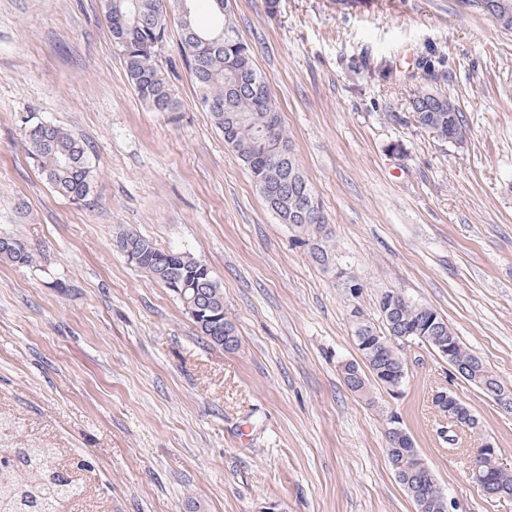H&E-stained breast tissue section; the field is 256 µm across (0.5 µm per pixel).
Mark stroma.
Wrapping results in <instances>:
<instances>
[{
    "label": "stroma",
    "mask_w": 512,
    "mask_h": 512,
    "mask_svg": "<svg viewBox=\"0 0 512 512\" xmlns=\"http://www.w3.org/2000/svg\"><path fill=\"white\" fill-rule=\"evenodd\" d=\"M296 158L328 220L349 297L265 206L202 106L167 15L157 63L178 109L139 99L103 0H0V448H46L77 474L67 512H416L388 462L397 416L458 512H512L468 475L471 449L512 460V410L432 350L403 348L400 393H351L350 304L378 322L393 290L444 316L512 388V33L468 0H234ZM428 60L430 70L418 69ZM389 76L374 73L379 62ZM466 140L419 128L422 84ZM84 142L91 203L60 196L26 151L30 119ZM133 231L202 259L235 350L114 241ZM447 391L479 420L450 426ZM455 432L456 444L446 435ZM0 259L13 263L28 265L32 262V255L28 246L20 239L0 236Z\"/></svg>",
    "instance_id": "1"
}]
</instances>
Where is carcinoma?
I'll return each instance as SVG.
<instances>
[{
    "instance_id": "cac0c4a2",
    "label": "carcinoma",
    "mask_w": 512,
    "mask_h": 512,
    "mask_svg": "<svg viewBox=\"0 0 512 512\" xmlns=\"http://www.w3.org/2000/svg\"><path fill=\"white\" fill-rule=\"evenodd\" d=\"M106 16L138 96L155 112L176 111L174 90L156 62L166 36L163 0H106ZM180 25L182 55L200 100L224 133V141L249 168L256 188L278 221L310 243L311 260L327 270L336 268L335 246L326 224L315 217L319 205L284 133L268 79L255 68L253 49L240 38L231 14L216 10L211 23L200 27L191 8L188 14L180 15ZM411 112L421 128L443 141L464 129L459 108H448V98L426 86L412 98ZM24 139L29 155L58 194L76 202L90 201L91 167L79 139L42 121L25 126ZM116 247L131 264L172 292L185 290L181 301L193 310L191 318L203 336L216 345L233 348L236 338L231 321L224 317V293L206 264L185 253L165 252L133 232L117 237ZM0 259L27 265L32 255L21 240L0 236ZM378 308L384 329L363 316L353 322L362 358L350 363V375L344 378L350 391H358L371 377L379 382L396 379L406 369L400 346L388 340L398 329L421 345L426 341L418 338L420 334L451 338V362L456 372L479 388H501L437 311L402 294L393 297L388 291L379 296ZM416 454L414 447L388 445L391 465L406 463ZM408 475L418 490L414 497L417 512H440L438 501L444 491L436 479L411 470ZM482 481L493 489L512 491V472L499 470L494 459L485 460ZM82 492L79 483L53 466L45 448H19L16 460H0V512H56L60 502L78 498Z\"/></svg>"
}]
</instances>
